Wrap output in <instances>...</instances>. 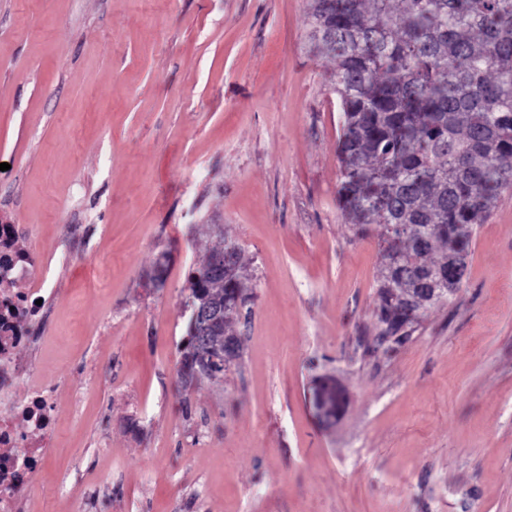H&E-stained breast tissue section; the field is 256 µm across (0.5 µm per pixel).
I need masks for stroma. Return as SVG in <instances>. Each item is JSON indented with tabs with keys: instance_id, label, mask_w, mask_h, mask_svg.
I'll list each match as a JSON object with an SVG mask.
<instances>
[{
	"instance_id": "obj_1",
	"label": "stroma",
	"mask_w": 512,
	"mask_h": 512,
	"mask_svg": "<svg viewBox=\"0 0 512 512\" xmlns=\"http://www.w3.org/2000/svg\"><path fill=\"white\" fill-rule=\"evenodd\" d=\"M308 0H0V221L51 290L56 386L18 512H512V190L458 292L377 344ZM241 249L223 379L181 374L191 271ZM334 397L333 413L317 405Z\"/></svg>"
}]
</instances>
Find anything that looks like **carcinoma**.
I'll return each instance as SVG.
<instances>
[{"instance_id":"cac0c4a2","label":"carcinoma","mask_w":512,"mask_h":512,"mask_svg":"<svg viewBox=\"0 0 512 512\" xmlns=\"http://www.w3.org/2000/svg\"><path fill=\"white\" fill-rule=\"evenodd\" d=\"M309 52L333 63L342 112L338 198L357 233L395 225L381 255V340L399 343L421 311L458 288L473 227L512 189V0H311ZM236 273L216 263L228 248ZM241 251L231 241L191 276L195 301L250 314ZM223 356L188 329L182 373L224 375Z\"/></svg>"}]
</instances>
